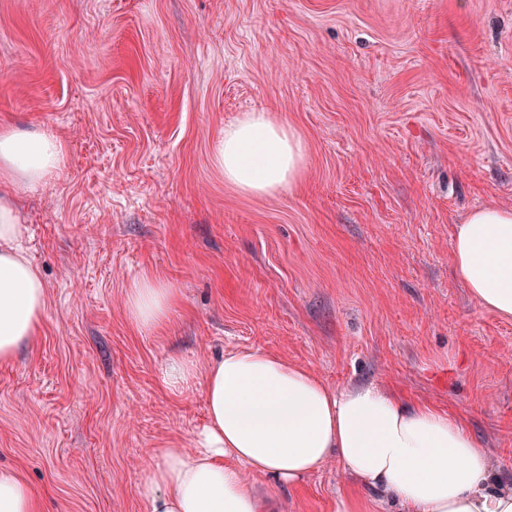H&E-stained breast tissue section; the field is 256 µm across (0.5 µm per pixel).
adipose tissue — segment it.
<instances>
[{
	"label": "adipose tissue",
	"mask_w": 512,
	"mask_h": 512,
	"mask_svg": "<svg viewBox=\"0 0 512 512\" xmlns=\"http://www.w3.org/2000/svg\"><path fill=\"white\" fill-rule=\"evenodd\" d=\"M57 134L10 125L0 130V363L12 362L40 332L47 287L24 242L16 197L42 188L63 168ZM306 147L287 123L252 112L226 126L214 161L225 182L254 196L297 183ZM457 277L485 309L512 317V208L471 211L456 225ZM179 291L144 276L126 292L136 325H166ZM169 393L201 384L205 422L187 442L155 449L139 486L149 512H270L249 475L295 484L337 460L356 483L401 512H512L501 481L464 421L393 391L326 386L310 369L260 348L230 349L206 365L173 354L158 370ZM0 512H38L26 482L0 471Z\"/></svg>",
	"instance_id": "1"
}]
</instances>
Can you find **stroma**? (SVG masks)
<instances>
[{
    "mask_svg": "<svg viewBox=\"0 0 512 512\" xmlns=\"http://www.w3.org/2000/svg\"><path fill=\"white\" fill-rule=\"evenodd\" d=\"M250 112L306 145L270 197L213 160ZM1 123L66 148L21 206L41 331L0 364V469L42 512H148L153 449L205 418L157 371L227 347L445 409L512 479V319L451 253L469 212L512 207V0H0ZM147 273L180 294L160 329L125 313ZM253 482L281 512H386L334 460Z\"/></svg>",
    "mask_w": 512,
    "mask_h": 512,
    "instance_id": "obj_1",
    "label": "stroma"
}]
</instances>
